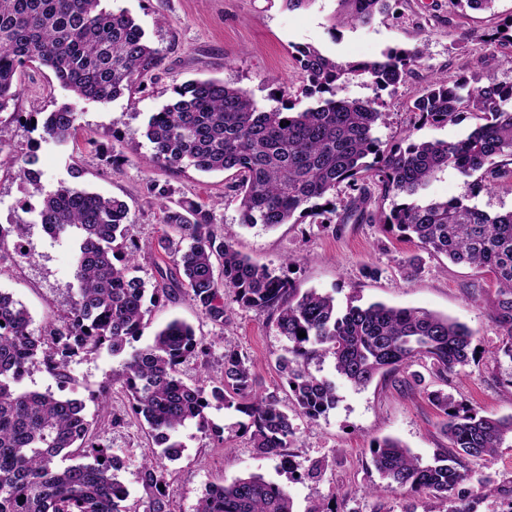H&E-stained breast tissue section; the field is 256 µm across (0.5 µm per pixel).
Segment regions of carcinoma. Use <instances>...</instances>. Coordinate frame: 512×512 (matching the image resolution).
Instances as JSON below:
<instances>
[{
    "instance_id": "obj_1",
    "label": "carcinoma",
    "mask_w": 512,
    "mask_h": 512,
    "mask_svg": "<svg viewBox=\"0 0 512 512\" xmlns=\"http://www.w3.org/2000/svg\"><path fill=\"white\" fill-rule=\"evenodd\" d=\"M338 5L330 18L333 29L369 24L376 14L392 10L391 0H338ZM421 58L417 48H389L378 58L351 61L311 46L298 48L295 60L305 77V93L318 96L317 106L298 111L292 102L260 107L248 92L220 80L192 81L174 90L175 101L150 119L148 162L232 172L242 223L252 226L274 228L307 219L313 224L327 213L337 188L358 192L339 223L378 224L493 278L491 315L502 330L500 351L512 361V212L491 216L460 199L423 195L429 179L448 167L466 177L477 175L480 191L491 192L512 178V84L472 87L465 79L450 85L438 78L413 101L412 111L423 125L454 124L467 115L478 120L457 142L406 137L385 146L375 136L383 117L375 102L336 98L337 82L349 77L367 78L378 90L395 88ZM161 61V50L151 46L128 13L107 10L101 0H0V112L16 99L18 75L29 63L52 69L77 98L107 104L132 91ZM76 121L73 107L55 110L42 119V138L65 144L73 138ZM35 164L33 154L22 158L17 176L41 197L37 223L58 236L76 234L78 288L65 328L49 332L53 353L30 329L27 309L0 291V512H129L122 505L128 492L118 478L123 465L95 441L83 401L21 391L16 385L38 363L64 379L71 356L104 348L119 356L141 336L147 288L133 275L140 247L126 235L124 201L65 185L48 190ZM371 185L381 197L392 198L390 210H368ZM149 192L161 200L162 221L173 230L157 238L154 250L179 256L172 269L159 272L152 297L170 295L176 284L219 326L224 325L226 291L238 303L267 312L288 340L278 367L295 414L281 409L276 394L257 391L250 358L234 347L224 349L220 377L183 382L178 367L205 353L207 344L190 325L170 321L150 345L127 355L121 373L132 411L162 447L142 468L144 512H171L161 489L164 460L180 456L176 434L185 423L208 430L205 410L213 400L247 415L252 447L279 458L301 479L317 475L320 466L306 467L288 452L296 442L295 419L315 420L337 402L335 383L309 372L310 360L331 356L336 373L361 388L378 376L394 379L415 364L446 386L448 377L473 358V335L466 325L381 302L341 311L332 295L303 292L237 251L215 233L209 210L194 204L170 207L163 203L169 190L153 182ZM29 229L21 217L6 229L0 226V260L8 254L9 237L17 256L33 258L32 249H20ZM301 331L306 337L298 336ZM429 398L444 415L447 452L424 465L397 439L375 442L372 463L383 483L372 493L429 490L448 500V512H474L467 491L458 490L470 480L463 461L511 448L512 416L481 415L443 389L429 392ZM61 455L78 463L61 468ZM196 512L294 510L287 490L251 474L209 487Z\"/></svg>"
}]
</instances>
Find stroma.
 <instances>
[{
  "instance_id": "stroma-1",
  "label": "stroma",
  "mask_w": 512,
  "mask_h": 512,
  "mask_svg": "<svg viewBox=\"0 0 512 512\" xmlns=\"http://www.w3.org/2000/svg\"><path fill=\"white\" fill-rule=\"evenodd\" d=\"M110 9H123L144 30L163 61L151 78L130 95L109 104L76 100L47 67L28 64L19 76L20 94L12 111L0 113L5 121L0 136V224L17 216L30 220L32 259L0 263V290L10 293L28 310L35 333L48 334L63 327L77 287L72 257L73 236L53 241L35 224L40 197L14 178L16 157L36 151L41 182L49 189L74 185L129 207L128 236L141 249L136 271L146 285L157 277L151 248L162 233V212L149 183L170 190L169 203L188 202L210 209L218 235L242 254L298 288L331 294L339 308L348 304L382 302L398 308H423L464 323L473 333L475 355L448 380L447 391L466 400L479 414L512 415V359L502 355L501 331L490 316L495 288L486 276L445 256L433 255L417 241L382 232L379 225L283 224L274 229L242 224L237 201L223 173H202L192 168L170 169L149 164L151 144L146 137L150 117L173 102L174 90L196 79L213 78L247 91L262 106L272 96L302 100L304 76L293 59L296 47L313 46L336 59H372L392 47H421L422 59L404 84L376 92L365 79L340 83V98L378 99L385 122L376 134L392 143L405 135L424 141L452 142L472 128V118L445 126L413 127L410 106L438 77L455 80L473 77L475 85L512 83V65L505 47L493 34L512 18V0H494L492 9L459 10L450 0H399L392 15H380L368 26L331 30L329 19L337 0H314L311 7L291 11L283 0H105ZM73 104L79 125L76 144L42 142L39 131L16 121L15 113H49ZM82 170L72 178L71 166ZM473 178L454 169L439 171L424 191L437 200L459 198L489 214L512 211V180L495 192L475 193ZM223 325L213 324L183 292L148 303L143 333L135 348L150 345L156 331L174 319L191 325L208 343V354L186 360L179 376L194 383L202 376L220 377L224 348L231 345L253 363L257 387L287 398L289 389L278 370V359L288 346L267 313L238 304L225 294ZM316 376L334 380L337 403L317 420L297 419L295 453L304 464L321 463L316 478H294L277 458L257 454L244 430L247 416L219 403L206 414L214 433L201 432L195 423L182 427L177 438L183 448L179 459L168 463L166 498L174 512H195L198 499L212 485L227 484L251 474L288 490L294 512H312L332 504L334 512H446L447 502L424 490L411 496L370 495L369 487L381 477L371 461L370 444L386 437L406 445L422 463H432L446 441L440 433L442 414L428 399L432 380L419 386L397 387L374 380L355 388L338 378L332 358L308 364ZM122 360L107 351L72 357L68 382H60L38 365L20 382L23 390L78 398L92 421L98 442L121 456L119 478L129 492L127 507L142 512L146 494L141 466L156 445L142 417L132 413L128 393L119 375ZM108 388L107 408L94 398ZM473 479L466 483L475 512H512V447L499 449L484 461L469 462ZM495 487L483 496L481 481Z\"/></svg>"
}]
</instances>
